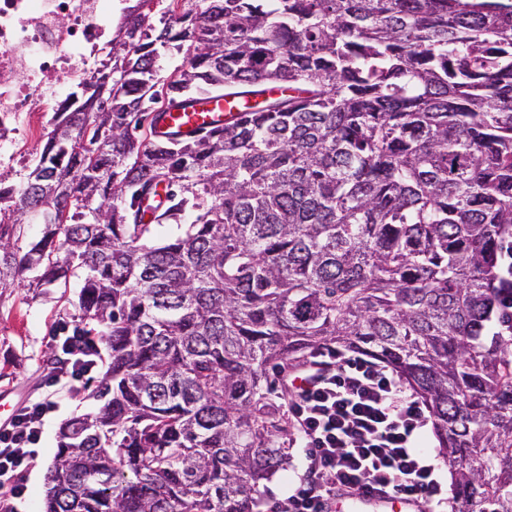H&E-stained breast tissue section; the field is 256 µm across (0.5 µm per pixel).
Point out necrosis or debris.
Listing matches in <instances>:
<instances>
[{
    "mask_svg": "<svg viewBox=\"0 0 512 512\" xmlns=\"http://www.w3.org/2000/svg\"><path fill=\"white\" fill-rule=\"evenodd\" d=\"M116 0H0V147L26 135L19 114L62 112L65 75L99 66Z\"/></svg>",
    "mask_w": 512,
    "mask_h": 512,
    "instance_id": "4bbe7bcc",
    "label": "necrosis or debris"
}]
</instances>
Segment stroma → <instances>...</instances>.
Here are the masks:
<instances>
[{"label": "stroma", "mask_w": 512, "mask_h": 512, "mask_svg": "<svg viewBox=\"0 0 512 512\" xmlns=\"http://www.w3.org/2000/svg\"><path fill=\"white\" fill-rule=\"evenodd\" d=\"M79 312V288H9L0 291V401L5 412L20 413L38 401H48L53 409L44 418L35 456L19 476L26 489L22 500H14L15 485H0V502L15 503L18 512H42L45 476L57 448L62 424L77 413L94 411L98 403L92 395L94 382L81 381L79 394H70L65 380H52L49 356L57 349L58 323L71 321ZM291 463L266 484L259 512H272L275 502L299 481L304 470L300 447L289 449Z\"/></svg>", "instance_id": "stroma-1"}]
</instances>
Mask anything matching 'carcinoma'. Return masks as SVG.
Masks as SVG:
<instances>
[{
    "mask_svg": "<svg viewBox=\"0 0 512 512\" xmlns=\"http://www.w3.org/2000/svg\"><path fill=\"white\" fill-rule=\"evenodd\" d=\"M155 87L234 106L157 140ZM78 88L0 181V289L80 279L57 330L106 348L43 512H257L327 345L425 403L454 512H512V0H171Z\"/></svg>",
    "mask_w": 512,
    "mask_h": 512,
    "instance_id": "cac0c4a2",
    "label": "carcinoma"
}]
</instances>
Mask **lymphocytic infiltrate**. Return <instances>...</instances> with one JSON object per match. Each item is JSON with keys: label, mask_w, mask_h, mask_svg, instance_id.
Segmentation results:
<instances>
[{"label": "lymphocytic infiltrate", "mask_w": 512, "mask_h": 512, "mask_svg": "<svg viewBox=\"0 0 512 512\" xmlns=\"http://www.w3.org/2000/svg\"><path fill=\"white\" fill-rule=\"evenodd\" d=\"M288 391L305 472L274 512H331L332 501L355 492L430 503L440 496L437 465L415 446L422 409L386 365L327 347L289 374ZM49 409L35 403L0 431V483L32 456Z\"/></svg>", "instance_id": "f902f5d3"}]
</instances>
